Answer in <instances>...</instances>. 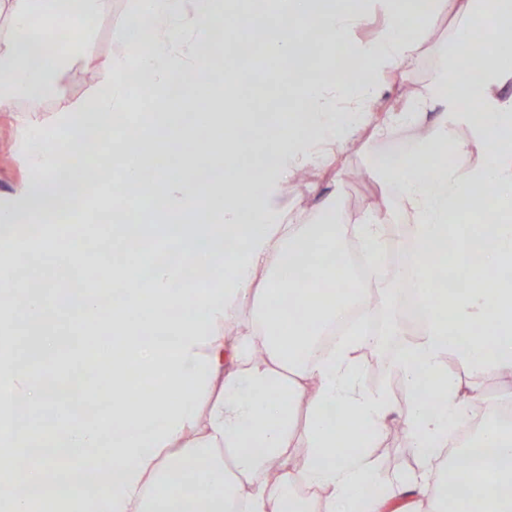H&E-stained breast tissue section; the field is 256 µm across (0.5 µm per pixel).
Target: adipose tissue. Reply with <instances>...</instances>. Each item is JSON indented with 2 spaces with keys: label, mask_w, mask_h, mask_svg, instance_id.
Returning <instances> with one entry per match:
<instances>
[{
  "label": "adipose tissue",
  "mask_w": 512,
  "mask_h": 512,
  "mask_svg": "<svg viewBox=\"0 0 512 512\" xmlns=\"http://www.w3.org/2000/svg\"><path fill=\"white\" fill-rule=\"evenodd\" d=\"M452 1L465 19L445 72L453 96L420 102L404 115L411 124L430 121L434 133L415 156L390 157L380 170L400 186L414 221L417 259L397 276L419 292L424 324L396 363L410 388L400 408L361 384L358 353L369 337L352 329L315 349L331 327L366 311L370 293L344 243L359 240L368 264H375L389 249L381 218L300 224L262 178L236 172L237 140L226 132L241 125L225 115L224 96L242 80L239 71L215 63L229 15L262 32L264 56L282 67L307 30L354 48L365 0H271L251 11L241 0H130L126 23L113 33L105 82L91 98L61 104L68 120L58 131L33 128L31 179L0 210V327L31 338L21 357L12 336H0V482L15 490L0 499V512H35L29 489L56 481L66 459L89 477L49 499L48 512H298V492L318 503V512H385L388 499L377 491L367 446L370 432L396 414L418 461L393 483L392 499L408 503L404 512H465L469 499L482 512H512V391L488 407L465 449L472 475L465 500L451 497L447 482L434 476L472 408L444 364L450 345L459 346L473 375L512 372V98L499 95L512 72L493 49L481 77L458 64L473 33L512 43V0H431L408 22L400 0H386L391 21L360 48L367 65L352 81L292 86L308 105V130L338 141L337 97L372 99L385 69L413 56ZM111 11L112 0H0L8 20L0 27V111L14 110L22 98L36 104L48 97L57 73L83 55ZM134 64L151 74L158 98L133 143L117 129L125 124ZM193 101L206 103L210 113L187 112ZM93 124L112 133L114 152L131 158L120 180L125 196L112 206L116 222L100 238L108 242L121 232L135 247L117 266L121 287H82L64 297L51 281L69 276L77 254L93 241L79 240L66 252L45 228L88 206V197L68 188L80 177L69 158ZM460 125L471 129V140L457 139ZM267 136L276 144L267 167L287 180L302 162L294 150L295 119L282 118ZM202 138L226 159L224 175L189 164L156 167L143 153L150 147L172 159ZM474 145L485 155L482 165L459 171L445 164L448 154ZM145 181L166 253L161 260L139 246L150 230L123 221L127 194ZM243 210L249 220L240 219ZM271 213L280 223L268 222ZM461 214L469 223H457ZM436 261L463 276L467 287L438 286ZM199 265L219 266L220 278L192 277ZM34 269L42 272L37 286L29 278ZM491 269L499 272L492 281L485 277ZM260 270L266 277L259 283ZM250 298L257 303L253 330L228 340L225 326ZM107 309L114 345L90 362L112 379L111 411L85 422L51 409L36 427L26 425L23 410L59 401L46 388V370L62 345L55 313L81 323ZM485 325L493 335L482 333ZM301 398L306 427L297 436L294 406ZM295 443L304 465L288 462Z\"/></svg>",
  "instance_id": "1"
}]
</instances>
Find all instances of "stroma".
Segmentation results:
<instances>
[{"label": "stroma", "instance_id": "1", "mask_svg": "<svg viewBox=\"0 0 512 512\" xmlns=\"http://www.w3.org/2000/svg\"><path fill=\"white\" fill-rule=\"evenodd\" d=\"M128 0H113L112 12L99 23L83 59L61 72L57 78V93L42 101L36 117L46 128L60 126L59 103L90 95L95 82L87 81L88 65H102L114 45L111 32L126 20ZM462 20L455 11H446L430 32L421 51L413 59L385 70L379 80L374 105L365 109L362 125L357 126L342 146L330 149L323 144L309 146V132L300 129L297 150L313 148L316 157L307 163V179H291L279 183L268 177V189L281 197L284 204L298 215L301 223L360 224L368 216L383 218V237L399 241L395 256L409 257L413 247L412 217L397 184L386 182L379 174L382 161L389 156H408L417 151L420 142L430 135L428 125H406L394 122V114L407 111L422 99L433 95L445 97L452 89L444 77L448 62V47ZM293 112L304 109L302 100L289 85L266 79L263 85H243L235 99L234 111L244 113L254 132L242 137L237 145L234 163L239 171L258 175L264 173L266 158L275 145L263 137L274 127L280 108ZM27 101H19L14 112H0V201L14 197L29 176L27 145L31 117ZM61 335L77 334L72 347L63 349L59 364L62 371L84 368V354L101 335L94 328L74 327L64 316L56 318ZM457 374L464 388L473 396V404L483 409L495 403L512 389V377L506 375L475 377L465 369ZM381 489H388L393 477L403 476L416 468L411 439L399 416H392L377 431L369 452Z\"/></svg>", "mask_w": 512, "mask_h": 512}]
</instances>
